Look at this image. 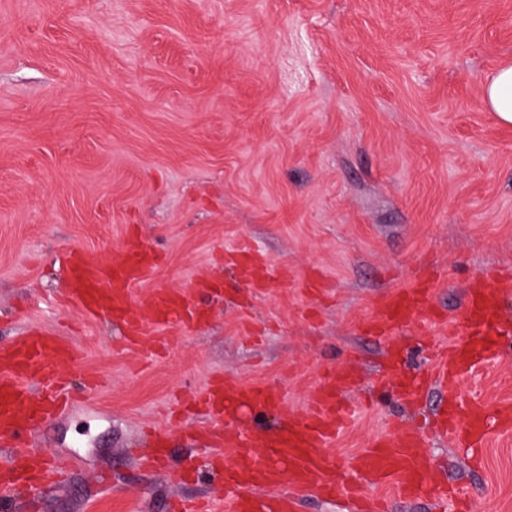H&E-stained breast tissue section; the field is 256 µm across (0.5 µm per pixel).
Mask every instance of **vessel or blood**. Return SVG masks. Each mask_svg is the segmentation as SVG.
<instances>
[{
  "label": "vessel or blood",
  "mask_w": 512,
  "mask_h": 512,
  "mask_svg": "<svg viewBox=\"0 0 512 512\" xmlns=\"http://www.w3.org/2000/svg\"><path fill=\"white\" fill-rule=\"evenodd\" d=\"M243 279L251 285L268 279L267 266L257 265L249 248L238 251ZM68 298L90 316L110 312L126 327L127 346L142 345L149 324L185 327L195 318L187 291L154 289L148 301L132 304V289L158 263L152 249L135 244L114 248L104 256L74 251L65 256ZM435 273L417 274L406 288L383 295L376 303L369 328L374 338L386 339V368L375 381L380 391H395L400 399H420L424 391L447 393L446 404L427 426L395 421L369 448L337 463L329 446L347 418L339 397L357 380L353 368L327 371L304 412L289 416L277 429L256 434L236 416L239 407L257 414L284 406L286 398L271 382L224 387L210 384L200 401L219 421L213 439L216 451L211 473L224 486L228 512H299L303 498L351 502L361 498L364 484H393L400 498L430 500L436 512H445L449 499L467 505L463 486L449 485L439 467L424 453L429 434L475 449L482 444L487 417L480 404L458 398L460 378L476 364L495 356L500 348V296L512 289V268L486 272L466 294L462 339L435 343L426 350L423 368L409 372L403 366V341L389 336L391 325L433 322L438 318L432 298ZM77 356L63 336L32 331L0 344V499L18 489L38 493L64 484L61 468L30 447L28 435L47 418L64 414L70 395L61 371Z\"/></svg>",
  "instance_id": "vessel-or-blood-1"
}]
</instances>
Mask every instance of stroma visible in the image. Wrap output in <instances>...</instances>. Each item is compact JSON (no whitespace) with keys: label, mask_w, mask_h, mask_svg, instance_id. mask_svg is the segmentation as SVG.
Here are the masks:
<instances>
[{"label":"stroma","mask_w":512,"mask_h":512,"mask_svg":"<svg viewBox=\"0 0 512 512\" xmlns=\"http://www.w3.org/2000/svg\"><path fill=\"white\" fill-rule=\"evenodd\" d=\"M506 63L512 0H0V342L49 327L81 351L72 408L33 438L70 469L42 512H167L177 495L225 512L216 483L177 486L133 456L154 428L171 464L202 462L165 408L216 375L278 382L272 428L323 368L357 366L340 462L414 419L371 403L384 346L368 322L382 294L437 269L440 321L391 330L418 368L424 337L458 329L472 278L512 267V127L483 94ZM132 239L160 256L135 301L221 284L195 296L208 322L155 331L156 356L121 350L109 314L59 302L61 250ZM242 244L270 262L269 287L226 264ZM499 306L502 348L459 388L490 416L512 403V292ZM426 453L476 512H512V431L489 430L477 468L440 437Z\"/></svg>","instance_id":"stroma-1"}]
</instances>
